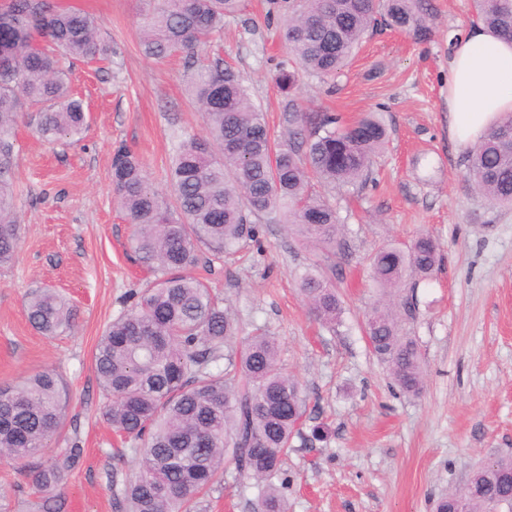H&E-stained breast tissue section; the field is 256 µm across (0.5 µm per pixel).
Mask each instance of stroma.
Instances as JSON below:
<instances>
[{"label": "stroma", "mask_w": 512, "mask_h": 512, "mask_svg": "<svg viewBox=\"0 0 512 512\" xmlns=\"http://www.w3.org/2000/svg\"><path fill=\"white\" fill-rule=\"evenodd\" d=\"M57 2L94 14L113 54L69 72L90 114L80 140L43 141L34 108L19 124L12 177L20 249L13 266L0 269V384L43 370L67 382V419L42 459L79 440L84 455L61 489L66 512H114L112 470L133 477L139 459L135 441L100 415L92 355L105 327L132 308L151 276L134 262L132 226L113 202L112 155L129 147L165 191L181 138L202 133L203 125L182 60L159 62L142 51L138 14L146 0ZM432 4V42L375 33L334 80L306 76L289 95L274 82L280 66L294 64L278 40L288 0H244L214 42L247 76L273 136H280L290 102L349 120L373 112L390 129L365 186L324 192L343 226L333 283L344 314L336 329L316 321L299 293L311 252L289 239L278 214L261 219L256 241L239 253L193 271L230 307L239 337L259 327L278 337L281 364L307 399L306 427L328 428L325 440L295 444L285 460L288 512H432L482 461L512 452V209L473 190L467 148L448 135V39L473 23L474 4ZM423 233L438 240L441 264L431 278L408 280L395 298L424 369L423 393L408 397L363 332L378 296L368 258L387 241L407 243ZM39 288L75 307L71 332L48 337L28 323L24 302ZM258 497L255 482L239 477L229 460L211 512H254ZM36 501L14 462L0 459V512H35Z\"/></svg>", "instance_id": "obj_1"}]
</instances>
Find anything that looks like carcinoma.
<instances>
[{
    "label": "carcinoma",
    "instance_id": "cac0c4a2",
    "mask_svg": "<svg viewBox=\"0 0 512 512\" xmlns=\"http://www.w3.org/2000/svg\"><path fill=\"white\" fill-rule=\"evenodd\" d=\"M240 2L153 0L140 26L146 57H184L204 133L180 141L168 171L171 199L152 185L134 152L119 148L112 157L114 199L133 224L130 248L155 275L135 306L106 327L93 352L102 418L115 432L141 441L137 476L113 491L115 512H208L207 497L223 482L228 455L240 475L261 483L254 512H288L274 479L293 439L325 438L319 426L303 434L306 398L279 364L278 339L257 332L236 342L224 300L190 271L206 254L219 259L256 239V220L282 206L288 233L315 255L299 290L321 324L340 325L344 307L329 272L341 228L336 209L312 191L311 180L333 189L365 185L388 131L374 114L346 123L332 112H302L291 104L280 116L283 135L271 137L240 71L218 55L198 58ZM473 2L483 24L512 37V0ZM383 30L431 41L436 26L429 0H296L280 38L300 70L279 68L278 88L290 93L301 71L336 76L368 34ZM61 55L73 62L106 60L112 46L81 10L48 0H0L1 268L15 262L19 249L9 173L19 119L29 107L42 106L37 133L49 142L80 135L88 122L59 67ZM466 177L490 204L512 207L511 117L470 147ZM369 263L385 298L408 278L430 277L439 244L429 235L408 245L387 244ZM25 311L47 336L76 321L74 307L50 289L32 292ZM400 323L397 310L382 301L365 335L400 390L416 396L424 387L423 368ZM66 410L65 385L51 371L0 386V458L21 464L40 494L38 512H65L61 487L83 453L74 442L50 463L35 462L61 429ZM469 483L475 492L466 512H494L499 504L512 512V454L480 465Z\"/></svg>",
    "mask_w": 512,
    "mask_h": 512
}]
</instances>
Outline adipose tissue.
<instances>
[{
  "instance_id": "ef3b65f1",
  "label": "adipose tissue",
  "mask_w": 512,
  "mask_h": 512,
  "mask_svg": "<svg viewBox=\"0 0 512 512\" xmlns=\"http://www.w3.org/2000/svg\"><path fill=\"white\" fill-rule=\"evenodd\" d=\"M512 117V40L478 23L454 40L448 59V134L477 143Z\"/></svg>"
}]
</instances>
